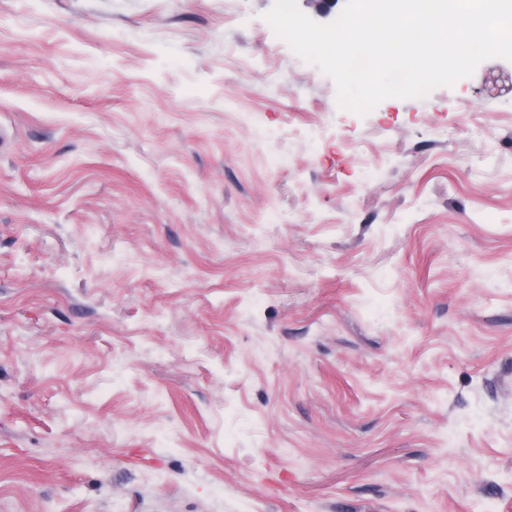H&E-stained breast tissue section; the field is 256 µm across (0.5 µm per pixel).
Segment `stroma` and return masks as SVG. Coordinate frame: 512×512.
I'll return each mask as SVG.
<instances>
[{
	"mask_svg": "<svg viewBox=\"0 0 512 512\" xmlns=\"http://www.w3.org/2000/svg\"><path fill=\"white\" fill-rule=\"evenodd\" d=\"M274 0H0V512H512V91L341 109Z\"/></svg>",
	"mask_w": 512,
	"mask_h": 512,
	"instance_id": "1",
	"label": "stroma"
}]
</instances>
